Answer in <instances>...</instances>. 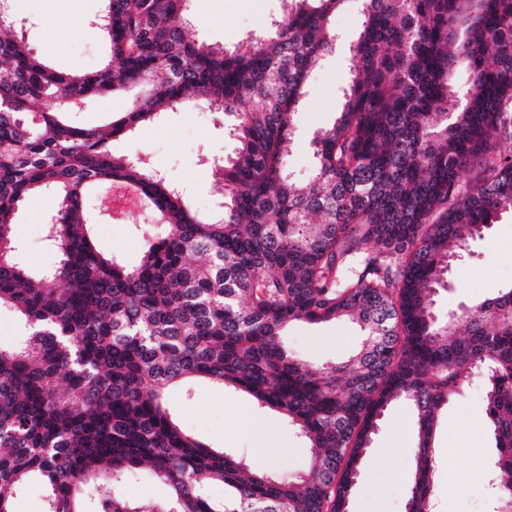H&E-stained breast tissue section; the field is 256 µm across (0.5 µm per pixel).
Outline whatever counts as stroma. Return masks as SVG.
<instances>
[{"instance_id": "obj_1", "label": "stroma", "mask_w": 512, "mask_h": 512, "mask_svg": "<svg viewBox=\"0 0 512 512\" xmlns=\"http://www.w3.org/2000/svg\"><path fill=\"white\" fill-rule=\"evenodd\" d=\"M102 7V0H21L12 8L11 22L15 31L24 33L34 53L55 70L89 72L111 55L108 40L92 27ZM282 9V0H191L186 25L196 39L231 47L260 34ZM350 66V56L341 45L308 80L294 117L298 142L288 171L295 181L303 183L310 177L308 136L336 117ZM128 103L125 96L103 95L77 105L70 119L81 126H100L121 115ZM110 146L116 155L146 156L152 168L186 189L197 211L216 212L224 200L223 186L209 166L211 159L223 158L231 148L222 113L189 102L151 127L113 138ZM52 217L53 202L45 197L28 201L17 214L13 234L32 270L56 261L44 241ZM138 221L132 211L116 220L99 218L94 226L98 247L134 264L142 250L135 229ZM471 250L469 261L449 274L448 288L439 295L441 310L471 304L512 285V214H503L484 238L472 242ZM362 341L360 329L346 320L295 322L283 336L291 353L313 364L345 361ZM169 397L184 428L210 447L235 449L252 469L298 473L310 465L305 438L280 413L260 408L242 391L197 382L188 392L171 389ZM483 400L482 382L473 378L464 396L450 401L437 419L433 512H492L482 479L483 464L493 455L484 428ZM416 442L412 412L405 404H392L367 451L350 512H405Z\"/></svg>"}]
</instances>
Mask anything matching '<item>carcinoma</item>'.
<instances>
[{
  "mask_svg": "<svg viewBox=\"0 0 512 512\" xmlns=\"http://www.w3.org/2000/svg\"><path fill=\"white\" fill-rule=\"evenodd\" d=\"M104 2L96 28L111 58L94 72L51 68L0 17V308L21 325L0 344V512L31 481L44 512H350L396 400L417 426L406 509L431 512L434 424L475 375L495 512H512V286L446 313L435 299L470 242L512 213V0H361L342 110L313 132L305 184L285 174L292 114L351 0H284L231 48L189 34V0ZM128 93L105 129L65 118L78 101ZM189 100L230 118L219 215L110 148ZM102 183L137 191L160 220L136 226L132 266L92 238L85 197ZM35 193L57 202L45 237L57 262L38 273L12 235ZM343 317L364 333L345 362L313 366L280 341L294 322ZM196 380L281 413L311 467L253 472L200 442L166 402ZM142 470L168 499L122 491Z\"/></svg>",
  "mask_w": 512,
  "mask_h": 512,
  "instance_id": "obj_1",
  "label": "carcinoma"
}]
</instances>
